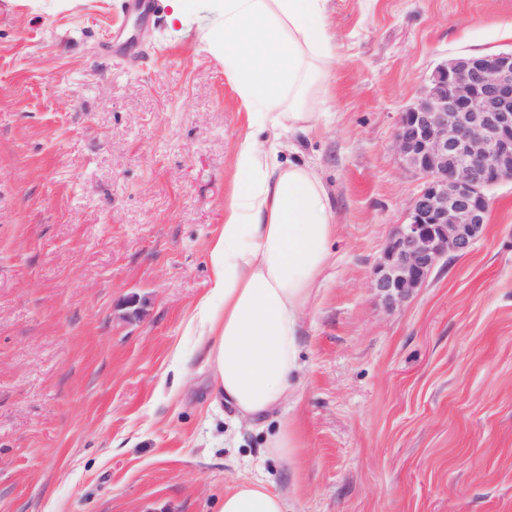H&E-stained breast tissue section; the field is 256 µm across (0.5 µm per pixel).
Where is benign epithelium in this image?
<instances>
[{
  "instance_id": "7a95c632",
  "label": "benign epithelium",
  "mask_w": 512,
  "mask_h": 512,
  "mask_svg": "<svg viewBox=\"0 0 512 512\" xmlns=\"http://www.w3.org/2000/svg\"><path fill=\"white\" fill-rule=\"evenodd\" d=\"M393 147L421 185L373 269L389 305L409 299L442 258L468 254L488 224L491 191L512 182V50L438 65L400 113Z\"/></svg>"
}]
</instances>
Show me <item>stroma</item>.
<instances>
[{"instance_id":"35a3bbf8","label":"stroma","mask_w":512,"mask_h":512,"mask_svg":"<svg viewBox=\"0 0 512 512\" xmlns=\"http://www.w3.org/2000/svg\"><path fill=\"white\" fill-rule=\"evenodd\" d=\"M104 1L0 0V512H217L249 480L292 512H512V183L410 299L370 286L421 183L399 114L440 62L512 49V0H329L294 141L336 238L299 389L262 420L219 398L192 320L246 131L210 0L174 25ZM299 446L293 424L283 420L277 431L269 437L266 448L269 455L287 460L293 454L294 448Z\"/></svg>"}]
</instances>
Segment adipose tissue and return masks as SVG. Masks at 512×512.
I'll return each instance as SVG.
<instances>
[{"label":"adipose tissue","instance_id":"1","mask_svg":"<svg viewBox=\"0 0 512 512\" xmlns=\"http://www.w3.org/2000/svg\"><path fill=\"white\" fill-rule=\"evenodd\" d=\"M328 0H214L210 45L246 108L224 222L212 241V285L198 305L217 393L244 418L297 390L302 316L336 235L330 197L308 165L284 161L282 132L308 129L326 74ZM286 495L242 481L220 512H288Z\"/></svg>","mask_w":512,"mask_h":512}]
</instances>
